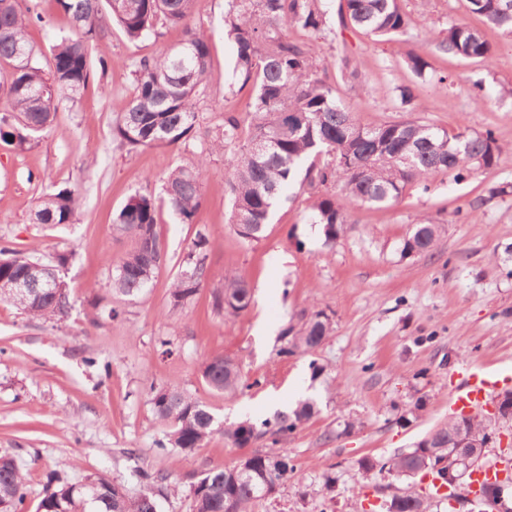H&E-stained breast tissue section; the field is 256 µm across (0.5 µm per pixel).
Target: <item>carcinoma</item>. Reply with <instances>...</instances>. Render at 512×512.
I'll return each mask as SVG.
<instances>
[{
	"label": "carcinoma",
	"mask_w": 512,
	"mask_h": 512,
	"mask_svg": "<svg viewBox=\"0 0 512 512\" xmlns=\"http://www.w3.org/2000/svg\"><path fill=\"white\" fill-rule=\"evenodd\" d=\"M321 0H232L224 17L234 43L235 74L254 91L249 123L233 112L224 113L218 140L209 151L234 150V163L226 181L231 196L229 223L248 241L263 237L285 191L293 186L314 190L341 177L346 197L328 193L312 198L307 215L311 224L323 226L325 245L332 247L348 223L355 204L384 206L399 199L410 183L428 187L431 175L455 171L466 179L479 169L496 165L500 149L493 133H450L423 120L385 122L365 127L356 112L336 99V90L322 77L313 60L315 46L288 36V29L319 32L330 27ZM470 12L504 36L512 37V0H467ZM67 16L71 35L55 46L49 60H40L27 37L29 18L19 0H0V68L5 70L9 113L0 117V141L22 146L52 124L62 97H76L85 90L91 74V52L103 39L109 22L118 24L135 42L155 32L158 21L185 28L179 44L137 69V87L126 111L113 127V136L131 150L174 144L190 136L197 113L194 101L210 68V45L205 32L190 23L200 0H57ZM336 25L366 35L391 39L405 32L407 15L402 0H336ZM444 50L465 59L487 62L492 46L483 31L452 23L441 40ZM267 141L260 153L255 144ZM207 157L193 165L172 169L165 178L162 200L137 194L116 213L113 230L129 238L130 248L113 263L112 296L139 297L166 260V247L156 230L163 204L183 224L196 223L203 204L202 181ZM78 194L68 188L46 194L34 212L38 224L66 225L75 221ZM444 225L423 220L403 240L401 257L433 249ZM208 236L198 232L182 258V270L170 287V304L185 305L208 278ZM68 256L51 263L0 247V281L22 280L33 294L18 306L32 318L61 322L71 310L70 291L63 278L54 288L41 283L60 273ZM251 305V291L241 277H224V286L213 295V307L237 316ZM332 331L323 311L301 313L298 323L283 334L278 354L312 353ZM206 384L227 396L243 386L239 363L218 353L201 367ZM150 401L158 418L170 426L158 448L191 451L221 432L235 448L269 436L273 448L256 449L246 459L247 472L237 466L211 469L190 485L192 512H254L259 501L288 485L294 464L283 447L298 424L310 419L315 406L297 405L292 414L264 431L251 424L224 429L216 425L206 404L175 387H150ZM481 448L487 438L483 425L463 417L435 429L415 447L382 461L358 462L362 477L376 471L397 480L433 474L443 483L461 476L462 466L439 464L464 439ZM136 476L143 492L131 496L116 488L105 474H90L72 482L65 474L46 473L43 496L36 512H159L165 478L146 469ZM26 478L17 459L0 454V512H21L26 501ZM432 501L416 492L395 494L386 512H432Z\"/></svg>",
	"instance_id": "carcinoma-1"
}]
</instances>
